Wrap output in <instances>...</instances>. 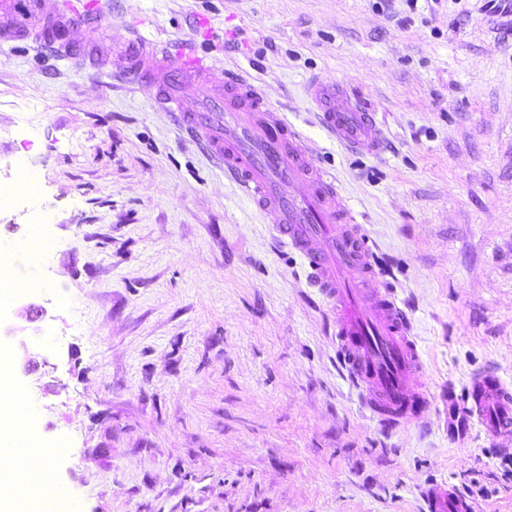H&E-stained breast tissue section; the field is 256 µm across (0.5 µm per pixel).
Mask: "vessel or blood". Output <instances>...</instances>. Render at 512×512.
Wrapping results in <instances>:
<instances>
[{"label":"vessel or blood","mask_w":512,"mask_h":512,"mask_svg":"<svg viewBox=\"0 0 512 512\" xmlns=\"http://www.w3.org/2000/svg\"><path fill=\"white\" fill-rule=\"evenodd\" d=\"M112 0L61 8L57 0H0V44L37 38L57 59L78 60L89 75L109 73L148 81L156 103L201 143L225 178L242 191L280 242L303 261L307 281L327 305L336 359L361 406L387 430L419 425L433 406L412 318L385 281L378 255L330 170L306 145L303 132L269 104L242 69L213 80L194 41L155 43L141 34L116 51L102 44ZM91 28L84 49L67 32ZM306 95L321 127L354 156L383 153L378 113L350 85L311 78ZM469 416L488 434L512 438V383L496 371L475 372L465 387ZM424 512H472L452 486L432 483Z\"/></svg>","instance_id":"vessel-or-blood-1"}]
</instances>
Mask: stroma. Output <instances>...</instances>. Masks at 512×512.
<instances>
[{"mask_svg":"<svg viewBox=\"0 0 512 512\" xmlns=\"http://www.w3.org/2000/svg\"><path fill=\"white\" fill-rule=\"evenodd\" d=\"M483 3L116 0L104 24L115 50L208 31L213 75L247 70L335 174L425 353L435 409L391 436L340 377L297 256L154 87L0 45V178L37 186L0 244L21 252L44 209L52 247L17 269L44 283L40 336L0 351L78 512H419L434 481L512 512V449L462 403L483 368L512 382V32ZM313 74L374 104L385 153L318 127Z\"/></svg>","mask_w":512,"mask_h":512,"instance_id":"obj_1","label":"stroma"}]
</instances>
